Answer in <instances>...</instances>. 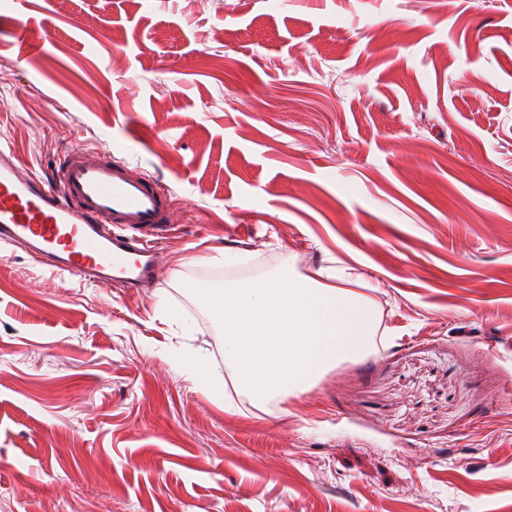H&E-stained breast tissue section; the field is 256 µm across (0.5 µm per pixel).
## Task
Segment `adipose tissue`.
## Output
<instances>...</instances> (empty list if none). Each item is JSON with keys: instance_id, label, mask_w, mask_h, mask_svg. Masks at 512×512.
I'll use <instances>...</instances> for the list:
<instances>
[{"instance_id": "1", "label": "adipose tissue", "mask_w": 512, "mask_h": 512, "mask_svg": "<svg viewBox=\"0 0 512 512\" xmlns=\"http://www.w3.org/2000/svg\"><path fill=\"white\" fill-rule=\"evenodd\" d=\"M356 267L299 274L290 259L273 270L221 288L196 289V299L218 325L224 362L194 351L177 359L195 388L223 401L221 372L259 412L281 409L309 392L337 365L375 352V302L362 291Z\"/></svg>"}]
</instances>
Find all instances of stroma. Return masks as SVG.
<instances>
[{
  "label": "stroma",
  "instance_id": "1",
  "mask_svg": "<svg viewBox=\"0 0 512 512\" xmlns=\"http://www.w3.org/2000/svg\"><path fill=\"white\" fill-rule=\"evenodd\" d=\"M107 141L179 221L139 288L0 248V512H512V0H0V145ZM286 256L386 342L229 415L172 362L223 355L193 291ZM37 26H39V24L31 20L17 24L14 33V47L16 48L19 61L25 59L26 55L31 51H41L44 49L45 42L34 34V29Z\"/></svg>",
  "mask_w": 512,
  "mask_h": 512
}]
</instances>
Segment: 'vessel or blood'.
Masks as SVG:
<instances>
[{
  "label": "vessel or blood",
  "mask_w": 512,
  "mask_h": 512,
  "mask_svg": "<svg viewBox=\"0 0 512 512\" xmlns=\"http://www.w3.org/2000/svg\"><path fill=\"white\" fill-rule=\"evenodd\" d=\"M35 27L17 24L18 59L43 50ZM175 219L168 190L135 174L111 148L67 151L44 178L0 146V244L27 246L56 273L137 285L155 274L156 242Z\"/></svg>",
  "instance_id": "obj_1"
}]
</instances>
